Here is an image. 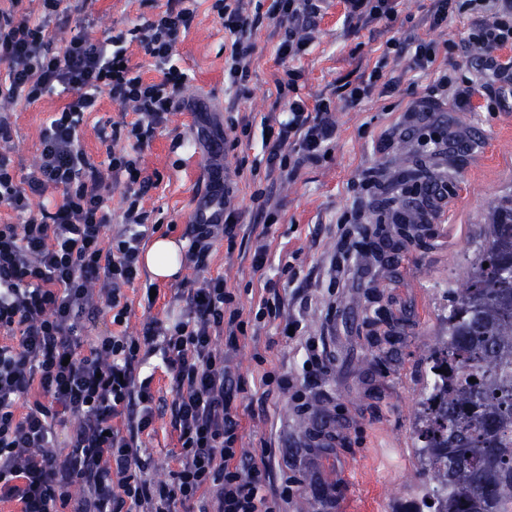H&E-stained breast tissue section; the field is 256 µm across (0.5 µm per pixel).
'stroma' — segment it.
<instances>
[{
  "instance_id": "1",
  "label": "stroma",
  "mask_w": 512,
  "mask_h": 512,
  "mask_svg": "<svg viewBox=\"0 0 512 512\" xmlns=\"http://www.w3.org/2000/svg\"><path fill=\"white\" fill-rule=\"evenodd\" d=\"M164 0H93L91 26L59 16L54 40L86 32L95 39L113 28L151 17ZM432 0H404L393 27L359 28L346 21L342 0H324L310 45L295 65L303 72L301 93L309 102L331 100L336 141L329 157L307 161L289 178L276 179L269 206L275 220L266 229L269 265L254 274L251 237L212 240L209 266L198 272L183 263L177 277L160 282L152 309H144L140 289L128 331L138 334L147 317L165 318L176 289L201 287L205 276H224L242 311L260 300L265 281L284 297L283 318H298L294 336L280 333L281 321L249 327L230 353V366L243 389L233 401L241 419L240 446L267 451L271 485L294 479L286 512H412L423 481L415 434L416 410L429 383L424 358L444 333L446 292L472 265L484 226L495 206L512 196V98L489 107L487 75L478 73L480 50L469 42L473 16L449 19L432 32L447 44L426 69L410 64L409 53L390 55L386 42L422 29ZM279 32L266 26L255 36L256 51L244 94L224 92V29L208 0H197L190 29L181 35L175 64L187 71L182 92L186 109L169 115L141 152L145 175L157 182L143 199L149 223L160 235L184 243L189 216L206 176L205 142L200 131L224 133L227 117L252 120L251 141L229 151L225 163L227 199L241 220H260L251 200L250 167L261 155L260 121L279 113L283 102L276 79L274 45ZM384 61L391 90L360 103L347 98L348 84ZM455 86H473V108L457 110L440 98L437 111L420 121L414 108L429 95L440 73ZM68 100L58 91L27 105L11 107L10 137L0 143L25 176L40 152V128L49 113ZM424 169L446 187L433 222L392 224V210H411L424 188L414 178ZM361 214L350 225L351 239L369 255L352 265L343 285L330 281V260L340 234L337 220ZM314 341L325 370L304 367L307 341ZM265 357L257 364L255 354ZM288 375L291 390L260 386L262 371ZM170 414L155 419L145 440L152 477L167 478L178 466L170 436Z\"/></svg>"
}]
</instances>
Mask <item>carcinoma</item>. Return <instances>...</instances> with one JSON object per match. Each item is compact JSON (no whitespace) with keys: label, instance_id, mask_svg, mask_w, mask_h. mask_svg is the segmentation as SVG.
Listing matches in <instances>:
<instances>
[{"label":"carcinoma","instance_id":"1","mask_svg":"<svg viewBox=\"0 0 512 512\" xmlns=\"http://www.w3.org/2000/svg\"><path fill=\"white\" fill-rule=\"evenodd\" d=\"M445 324L426 358L416 435L427 481L414 512H512V198L448 289Z\"/></svg>","mask_w":512,"mask_h":512}]
</instances>
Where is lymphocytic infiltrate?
I'll list each match as a JSON object with an SVG mask.
<instances>
[{
	"mask_svg": "<svg viewBox=\"0 0 512 512\" xmlns=\"http://www.w3.org/2000/svg\"><path fill=\"white\" fill-rule=\"evenodd\" d=\"M9 2L0 8V101L32 104L59 86L70 98L42 129L38 162L25 177L0 152V207L17 218L0 224V505H15L16 512H284L290 486L268 489V456H248L239 447L231 401L241 381L224 352L237 348L249 322L223 278L178 289L172 302L180 314L171 323L149 319L135 336L124 329L131 311L126 287L138 281L152 287L140 256L158 230L141 205L151 180L140 154L182 107L187 75L172 59L194 21V0H166L164 9L104 40L78 34L57 50L51 24L63 13L88 23L89 0H42L37 20L25 0ZM319 2L212 0L210 6L228 35L230 93L246 87L257 31L270 22L283 30L276 83L284 110L261 121L263 155L251 172L263 174L266 184L253 192L256 203H268L273 177L326 157L336 139L329 100L308 103L302 72L292 65L307 50L305 32L315 25ZM343 2L347 19L360 26L396 22L401 4ZM463 14L476 19L469 40L477 48L512 46V0H433L423 24L435 31ZM133 44L162 72L160 82L145 81L131 66ZM104 93L131 106L135 118L111 123L107 160L98 164L81 135ZM117 140L122 149L114 148ZM114 184L125 187L117 215L108 205ZM50 187L61 203L32 211V198ZM251 230L238 212L225 210L221 225H189L186 255L206 269L215 233L232 240ZM101 312L111 314L114 329L90 335L83 318ZM155 356L173 380L170 427L179 450L177 469L161 481L149 477L143 456L158 407L141 369ZM66 424L72 430L61 451L53 441Z\"/></svg>",
	"mask_w": 512,
	"mask_h": 512,
	"instance_id": "obj_1",
	"label": "lymphocytic infiltrate"
}]
</instances>
